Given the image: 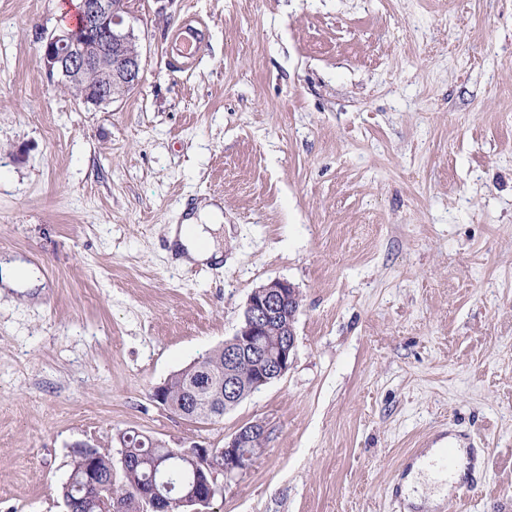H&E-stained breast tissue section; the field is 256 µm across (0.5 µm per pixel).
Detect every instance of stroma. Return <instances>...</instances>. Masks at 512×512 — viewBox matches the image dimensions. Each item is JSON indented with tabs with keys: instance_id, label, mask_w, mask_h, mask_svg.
<instances>
[{
	"instance_id": "1",
	"label": "stroma",
	"mask_w": 512,
	"mask_h": 512,
	"mask_svg": "<svg viewBox=\"0 0 512 512\" xmlns=\"http://www.w3.org/2000/svg\"><path fill=\"white\" fill-rule=\"evenodd\" d=\"M69 0H0V512H66L75 444L266 453L209 512H512V0H139L142 81L92 108L37 62ZM200 30L194 59L170 42ZM224 205L223 261L166 228ZM298 287L294 363L197 424L150 393ZM454 439L470 498L409 507ZM446 450L454 456V465L448 470L442 466ZM469 456L465 448H428L415 460L402 482V493L415 505L424 496L438 504L452 492L454 486L467 474Z\"/></svg>"
}]
</instances>
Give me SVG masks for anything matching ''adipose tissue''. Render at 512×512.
I'll return each mask as SVG.
<instances>
[{
	"label": "adipose tissue",
	"instance_id": "obj_1",
	"mask_svg": "<svg viewBox=\"0 0 512 512\" xmlns=\"http://www.w3.org/2000/svg\"><path fill=\"white\" fill-rule=\"evenodd\" d=\"M223 223L221 203L210 201L199 205L182 223L170 226L169 244L183 263L218 262L222 252L217 235ZM443 456V449L429 448L415 460L402 482V493L408 501L417 505L426 496L432 503H439L466 475L469 464L466 449H454V464L449 468L443 467Z\"/></svg>",
	"mask_w": 512,
	"mask_h": 512
}]
</instances>
